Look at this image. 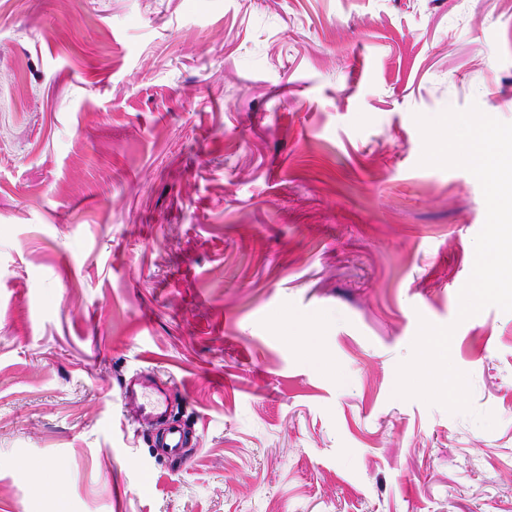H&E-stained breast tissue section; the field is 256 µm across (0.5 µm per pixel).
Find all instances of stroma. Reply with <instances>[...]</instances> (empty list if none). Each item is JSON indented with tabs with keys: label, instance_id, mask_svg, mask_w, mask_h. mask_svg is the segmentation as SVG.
I'll return each instance as SVG.
<instances>
[{
	"label": "stroma",
	"instance_id": "obj_1",
	"mask_svg": "<svg viewBox=\"0 0 512 512\" xmlns=\"http://www.w3.org/2000/svg\"><path fill=\"white\" fill-rule=\"evenodd\" d=\"M473 104L512 123V0H0V512H512L482 189L414 121ZM423 319L472 413L395 397ZM120 396L130 422L141 432L149 431L168 410L167 394L151 374L125 381ZM188 445V436L180 426H169L157 443L155 449L157 454L162 455L168 460L184 462L187 460L185 448Z\"/></svg>",
	"mask_w": 512,
	"mask_h": 512
}]
</instances>
